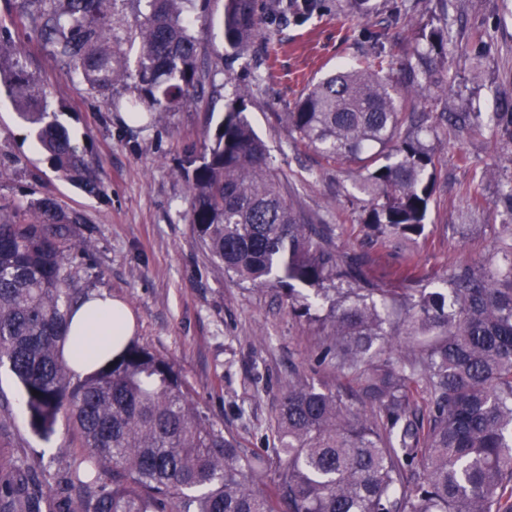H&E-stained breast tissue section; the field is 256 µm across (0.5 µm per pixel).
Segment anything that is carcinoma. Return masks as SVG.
<instances>
[{
	"label": "carcinoma",
	"mask_w": 512,
	"mask_h": 512,
	"mask_svg": "<svg viewBox=\"0 0 512 512\" xmlns=\"http://www.w3.org/2000/svg\"><path fill=\"white\" fill-rule=\"evenodd\" d=\"M120 0H21L13 22L50 47L88 90L133 89L132 117L155 122L198 97L199 43L191 0H130L133 27L115 34ZM320 0H285L278 17L318 12ZM257 0H224V50L239 55L261 33ZM386 33L371 52L308 89L285 113L295 139L333 162L357 164L367 196V243L402 251L400 288L374 275L366 251L340 252L334 228L289 203L239 95L200 160L183 175L190 223L201 244L240 281L286 291L290 308L325 332L317 362L330 360L363 402L305 374L288 379L265 455L206 419L181 373L135 340L84 379L63 357L70 310L79 299L71 266L89 243L72 242L85 223L44 194L0 202V365L19 383L31 428L53 432L67 410L87 456L68 471L77 498L67 512H512V224L481 259L448 267L443 287L414 292L419 264L410 245L424 234L439 158L425 143L476 136L480 112L424 106L446 79L447 39L421 33L403 86ZM137 45L135 65L125 45ZM11 56L3 66L4 56ZM12 37L0 35V91L12 100L54 170L91 194L102 187L87 150L50 109ZM512 146V112L495 115ZM313 291L314 302L301 293ZM402 312L394 343L390 309ZM37 394H32V391ZM422 412H417L418 404ZM273 471V488L254 487ZM0 512H39L24 479L0 482Z\"/></svg>",
	"instance_id": "cac0c4a2"
}]
</instances>
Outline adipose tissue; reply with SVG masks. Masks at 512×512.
Listing matches in <instances>:
<instances>
[{
  "label": "adipose tissue",
  "mask_w": 512,
  "mask_h": 512,
  "mask_svg": "<svg viewBox=\"0 0 512 512\" xmlns=\"http://www.w3.org/2000/svg\"><path fill=\"white\" fill-rule=\"evenodd\" d=\"M133 330V315L121 301L105 293L90 295L71 317L65 352L73 374L82 377L95 370L88 355L102 350L101 333L129 336Z\"/></svg>",
  "instance_id": "ef3b65f1"
}]
</instances>
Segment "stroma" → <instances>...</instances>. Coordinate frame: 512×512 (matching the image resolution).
I'll return each mask as SVG.
<instances>
[{"label":"stroma","instance_id":"obj_1","mask_svg":"<svg viewBox=\"0 0 512 512\" xmlns=\"http://www.w3.org/2000/svg\"><path fill=\"white\" fill-rule=\"evenodd\" d=\"M278 0H259L266 20L242 52L224 50V0L187 7L200 49L204 91L196 105L167 114L159 124L134 125L110 112L81 79L60 69L35 36L16 34L33 78L48 84L60 121L88 147L98 164L102 195H89L60 177L29 135L11 101L0 95V201L51 192L68 211L85 218L76 233L90 241L76 259L73 285L125 302L135 317V339L180 371L199 410L244 447L273 445L282 384L294 372L343 392L350 384L331 362L317 363L321 337L295 317L281 290L243 283L214 262L189 222V194L182 169L201 156L203 132L218 124L227 103L244 95L246 115L265 141L285 197L296 207L338 226L340 251L359 249L366 197L354 165L326 161L298 145L283 119L315 82L371 48L370 35L387 34L385 49L403 81L421 28L448 32L446 89L427 102L436 112H512V0H370L360 17L349 0H325L323 12L276 20ZM441 163L425 234L416 245L424 288H438L449 265L477 259L498 237L505 218L494 200L512 176L507 153L492 134L431 142ZM479 189L466 201L461 187ZM84 450L68 412L42 438L30 427L23 394L8 366H0V478L37 481L45 504L61 499L62 476Z\"/></svg>","mask_w":512,"mask_h":512}]
</instances>
